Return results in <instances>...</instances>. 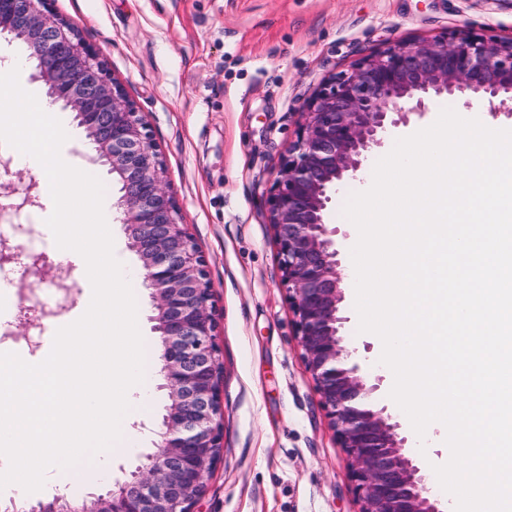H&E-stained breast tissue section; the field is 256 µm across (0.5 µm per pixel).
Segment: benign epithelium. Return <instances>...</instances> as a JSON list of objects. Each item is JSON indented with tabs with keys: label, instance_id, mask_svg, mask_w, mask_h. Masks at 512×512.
Instances as JSON below:
<instances>
[{
	"label": "benign epithelium",
	"instance_id": "1",
	"mask_svg": "<svg viewBox=\"0 0 512 512\" xmlns=\"http://www.w3.org/2000/svg\"><path fill=\"white\" fill-rule=\"evenodd\" d=\"M0 39L25 41L33 79L74 114L118 187V206L142 264L159 336L168 405L161 441L117 488L81 501L54 499L27 512H197L223 454V366L215 342L208 262L195 249L164 178L163 162L100 53L49 7V0H0ZM470 90L503 106L512 100V39L455 30L397 40L324 79L302 105L296 139L267 198L282 283L301 356L348 462L359 512H444L421 467L404 452L387 406L375 405L383 377L360 374L342 345V276L325 214L336 182L357 172L387 125L426 110L430 96ZM416 99L407 109L403 103ZM398 118H392V115ZM36 283L62 274L46 253L27 255ZM54 311L25 306L21 331Z\"/></svg>",
	"mask_w": 512,
	"mask_h": 512
}]
</instances>
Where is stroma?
I'll use <instances>...</instances> for the list:
<instances>
[{"label": "stroma", "mask_w": 512, "mask_h": 512, "mask_svg": "<svg viewBox=\"0 0 512 512\" xmlns=\"http://www.w3.org/2000/svg\"><path fill=\"white\" fill-rule=\"evenodd\" d=\"M52 7L99 51L133 102L164 160L181 222L208 261L224 367V450L199 512H358L346 455L300 356L267 222L268 192L295 139L299 110L323 79L390 41L455 29L512 38V0H53ZM480 102L467 92L428 99L426 112L387 127L357 178L337 183L326 221L342 268L353 246V226L342 214L349 193L364 190L397 139L442 108L460 113ZM10 159L0 153V184L10 188L0 195V219L12 226L9 245L22 248L46 228L15 211L20 194L38 196L39 211L51 205ZM13 266L19 275L0 308L17 314L37 301L53 314L34 328L35 347L17 322L1 325L0 352L33 363L51 351L56 330L80 312L92 288L71 273L37 288L24 260ZM342 288L343 343L362 372L383 376L381 401L401 420L377 341L358 330L355 285L347 278ZM166 404L159 391L151 411L129 415L139 444L115 450L111 481L81 485L77 497L106 493L145 463L160 441Z\"/></svg>", "instance_id": "1"}]
</instances>
